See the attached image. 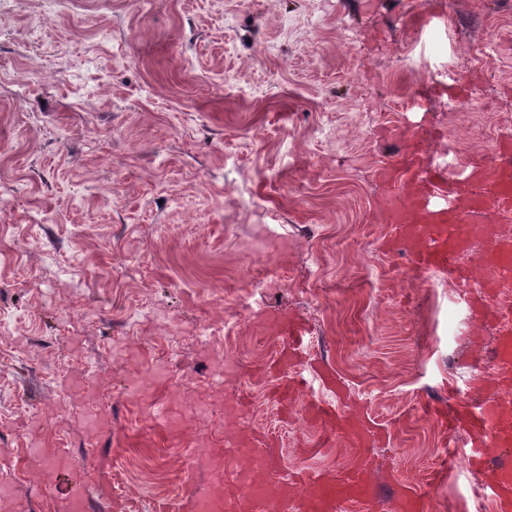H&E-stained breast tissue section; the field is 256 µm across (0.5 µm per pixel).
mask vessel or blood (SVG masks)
I'll use <instances>...</instances> for the list:
<instances>
[{
  "label": "vessel or blood",
  "mask_w": 512,
  "mask_h": 512,
  "mask_svg": "<svg viewBox=\"0 0 512 512\" xmlns=\"http://www.w3.org/2000/svg\"><path fill=\"white\" fill-rule=\"evenodd\" d=\"M400 166L410 175L411 191L390 198L386 205L388 221L397 230L396 237L388 240V247L424 270L447 274L457 287L498 292L501 277H512V238L497 234L486 214L491 208L512 207V148L503 147L482 161L478 177L484 189L465 204L436 203V196L449 187L448 175L426 165L418 152L403 153ZM479 238L487 243L485 274L474 279L458 266L457 258L467 252L471 240ZM493 313L501 328L494 338L492 355L502 382L507 383L512 381V305L494 308ZM278 329L288 338L291 356L283 372L288 379L285 389L293 394L298 392L303 375L295 369L292 356L303 348L308 329L290 317L281 319ZM313 420L315 445L323 451L335 447L340 439L356 448L376 437L365 421L339 414L329 405L314 406ZM448 429L467 431L463 458L477 471L488 473L483 492L496 512H512V408L495 399L465 404L449 415ZM249 453L255 464L266 466L276 459L278 451L258 436ZM214 457L208 492L187 491L191 512H341L344 503L368 505L377 499V488L366 477L369 461L362 457L336 476L315 469L305 472L296 483L284 478H250L245 493L228 502L221 491L223 451H215ZM86 500L87 487L77 482L67 496L56 500V512H84Z\"/></svg>",
  "instance_id": "b4317fda"
}]
</instances>
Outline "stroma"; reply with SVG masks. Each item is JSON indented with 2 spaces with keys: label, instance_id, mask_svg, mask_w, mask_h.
<instances>
[{
  "label": "stroma",
  "instance_id": "obj_1",
  "mask_svg": "<svg viewBox=\"0 0 512 512\" xmlns=\"http://www.w3.org/2000/svg\"><path fill=\"white\" fill-rule=\"evenodd\" d=\"M0 0V512L181 504L199 441L262 435L277 470L341 473L313 451L311 400L380 435L370 478L424 512H476L481 475L449 459L433 406L472 401L496 324L442 276L389 250L380 173L403 150L462 182L512 142V0ZM106 74L79 90L30 68ZM465 129L446 132L449 112ZM248 182L260 207L237 206ZM305 322L302 361L339 381L288 404L272 390ZM87 501V485L78 481L72 486L69 494L55 502L57 512H83Z\"/></svg>",
  "mask_w": 512,
  "mask_h": 512
}]
</instances>
